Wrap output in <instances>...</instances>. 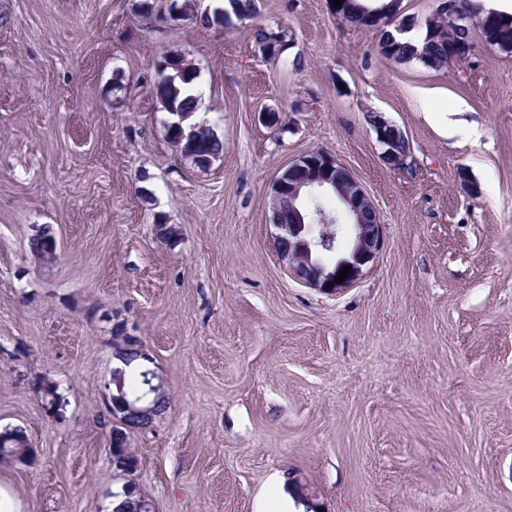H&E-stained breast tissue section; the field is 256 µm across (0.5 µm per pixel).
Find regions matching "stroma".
I'll list each match as a JSON object with an SVG mask.
<instances>
[{"label": "stroma", "instance_id": "1", "mask_svg": "<svg viewBox=\"0 0 512 512\" xmlns=\"http://www.w3.org/2000/svg\"><path fill=\"white\" fill-rule=\"evenodd\" d=\"M329 2L258 0L225 29L156 23L170 0H0V425L38 455L0 466V512H111L121 330L170 394L130 437L156 512H512V51L399 64ZM259 26L285 33L278 58ZM170 54L224 143L205 170L153 100ZM375 115L406 133L407 166L383 161ZM315 150L386 226L335 296L270 245L271 181ZM39 226L50 266L29 250ZM38 238H44V244L38 239H32L29 243L30 248L33 252L39 251L37 256L44 264H52L57 259L58 243L55 236L49 231L38 230L34 235ZM113 350L114 355H116L117 357H122L126 355L127 351L135 350L140 354L141 357H144L146 361L150 362V360H152L149 357L148 353L146 352L141 339L138 336H133L129 333H126L125 336H117V338H115ZM137 359H140L138 354L132 351L129 352L127 356H124L122 361L124 363V366L127 368L129 367L132 361ZM139 363H142V360H137L133 362L131 366L133 367Z\"/></svg>", "mask_w": 512, "mask_h": 512}]
</instances>
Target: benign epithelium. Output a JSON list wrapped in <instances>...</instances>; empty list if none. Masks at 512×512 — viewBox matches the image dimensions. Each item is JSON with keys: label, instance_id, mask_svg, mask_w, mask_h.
<instances>
[{"label": "benign epithelium", "instance_id": "7a95c632", "mask_svg": "<svg viewBox=\"0 0 512 512\" xmlns=\"http://www.w3.org/2000/svg\"><path fill=\"white\" fill-rule=\"evenodd\" d=\"M436 12L447 16L453 25L463 21L457 0H439ZM500 20V12L489 9L479 19L468 22V25L487 34L497 31ZM374 131L382 146L383 161L394 168L403 165L407 155L398 151L396 144L405 138V133L388 122L374 126ZM330 182L349 220L346 227H339L337 219L327 213H319L315 217L300 214L296 224L272 221L274 232L271 240L278 261L288 268L294 278L324 294L335 295L362 279L385 246V224L369 195L342 162L326 151L317 150L298 157L277 172L271 182V199L275 207L278 195L285 194L288 203L296 210L304 198L324 191ZM307 223H317L322 227L319 235L309 241L303 237ZM36 237L44 239L38 258L47 265L53 263L58 250L55 236L48 231L38 230ZM331 257L336 258V262L329 261ZM347 266L351 267L347 278L337 281L339 272ZM113 350L118 357L135 350L145 360H150L141 339L129 333L115 338ZM39 392L47 397L46 410L62 415L64 401L54 383L43 379ZM107 412L111 420V436L128 427L127 420L131 414L140 417L147 425L155 421L154 403L147 398L117 406L109 396Z\"/></svg>", "mask_w": 512, "mask_h": 512}]
</instances>
